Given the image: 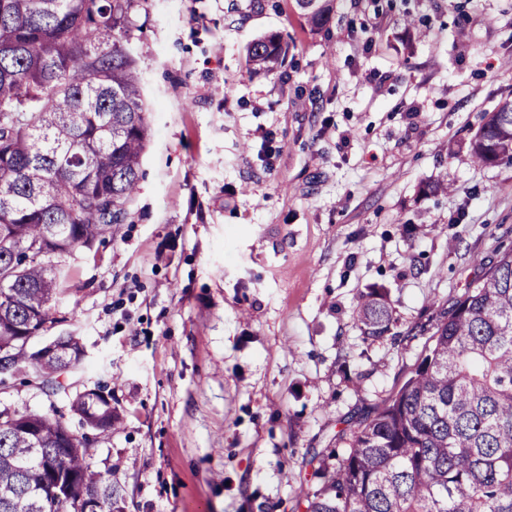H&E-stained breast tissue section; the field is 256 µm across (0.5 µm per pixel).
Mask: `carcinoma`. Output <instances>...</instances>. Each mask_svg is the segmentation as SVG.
Instances as JSON below:
<instances>
[{
  "label": "carcinoma",
  "instance_id": "1",
  "mask_svg": "<svg viewBox=\"0 0 512 512\" xmlns=\"http://www.w3.org/2000/svg\"><path fill=\"white\" fill-rule=\"evenodd\" d=\"M135 0H0V366L54 392L81 346L37 363L33 336L55 324L66 259L123 224L148 140L141 65L125 47ZM317 27L330 0H295ZM278 34L247 49L269 73L284 65ZM479 166L512 164V94L470 142ZM357 321L366 340L390 330L375 288ZM100 434L119 418L99 392L73 404ZM85 435L61 418L0 417V512H64L85 491L112 512V478L87 459ZM336 465L318 461L306 512H512V248L440 313L401 388L336 433Z\"/></svg>",
  "mask_w": 512,
  "mask_h": 512
}]
</instances>
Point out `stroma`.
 Wrapping results in <instances>:
<instances>
[{
	"mask_svg": "<svg viewBox=\"0 0 512 512\" xmlns=\"http://www.w3.org/2000/svg\"><path fill=\"white\" fill-rule=\"evenodd\" d=\"M136 0L149 141L126 223L66 261L56 323L79 369L56 394L9 377L0 411L120 415L87 458L113 512H304L310 459L396 391L426 330L512 247V165L472 135L512 93V0ZM281 35L286 65L246 49ZM448 184L444 194L427 188ZM382 288L395 322L354 316ZM417 337H409L410 329ZM295 2L314 26H326L329 22L332 10L330 0H295ZM288 46L278 34L264 36L252 42L247 49V62L255 70L277 72L284 65ZM357 321L365 340H377L389 332L393 322V308L384 289L375 288L362 295ZM73 407L91 430L98 431L96 435L112 431V424L119 418L112 404L96 391L79 395Z\"/></svg>",
	"mask_w": 512,
	"mask_h": 512,
	"instance_id": "35a3bbf8",
	"label": "stroma"
}]
</instances>
